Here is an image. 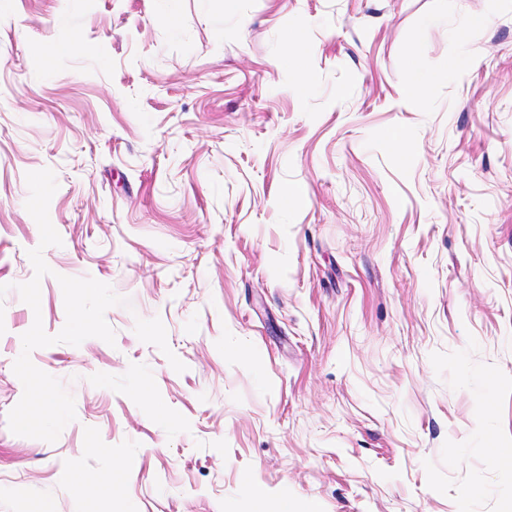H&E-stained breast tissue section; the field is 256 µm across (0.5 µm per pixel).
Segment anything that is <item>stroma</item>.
Instances as JSON below:
<instances>
[{"label": "stroma", "mask_w": 512, "mask_h": 512, "mask_svg": "<svg viewBox=\"0 0 512 512\" xmlns=\"http://www.w3.org/2000/svg\"><path fill=\"white\" fill-rule=\"evenodd\" d=\"M165 10L0 8V512H512V0ZM62 275L128 303L32 351L75 401L49 443L7 414Z\"/></svg>", "instance_id": "1"}]
</instances>
